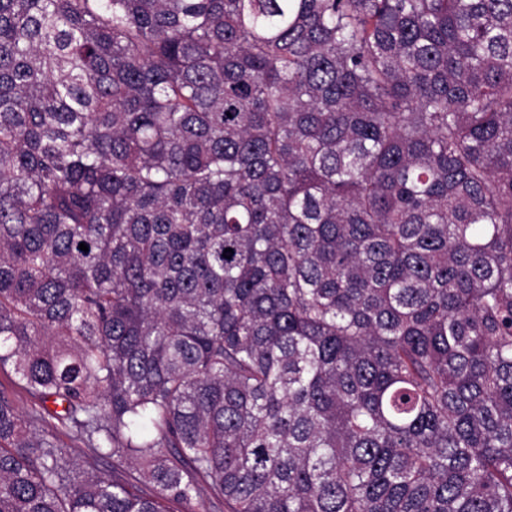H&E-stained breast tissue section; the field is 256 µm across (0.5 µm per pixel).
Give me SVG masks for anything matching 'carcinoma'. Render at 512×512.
I'll list each match as a JSON object with an SVG mask.
<instances>
[{
    "label": "carcinoma",
    "mask_w": 512,
    "mask_h": 512,
    "mask_svg": "<svg viewBox=\"0 0 512 512\" xmlns=\"http://www.w3.org/2000/svg\"><path fill=\"white\" fill-rule=\"evenodd\" d=\"M6 366L0 512H512V0H0ZM0 389L10 395L21 412H24L31 404L29 394L18 384L17 379L9 367L5 370H0Z\"/></svg>",
    "instance_id": "1"
}]
</instances>
